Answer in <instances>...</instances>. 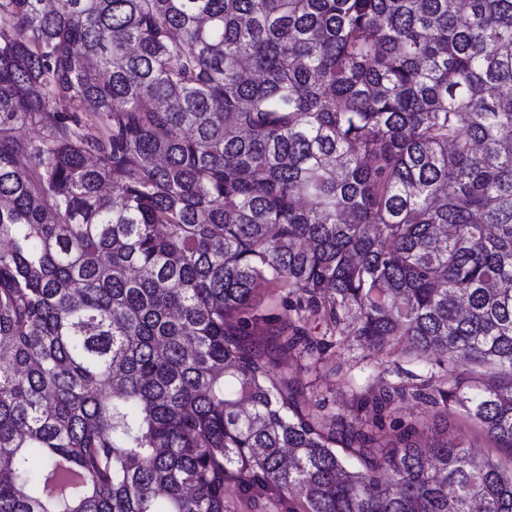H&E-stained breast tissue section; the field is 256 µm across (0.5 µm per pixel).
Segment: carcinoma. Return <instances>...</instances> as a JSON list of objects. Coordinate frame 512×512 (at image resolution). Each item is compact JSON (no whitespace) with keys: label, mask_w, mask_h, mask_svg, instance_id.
<instances>
[{"label":"carcinoma","mask_w":512,"mask_h":512,"mask_svg":"<svg viewBox=\"0 0 512 512\" xmlns=\"http://www.w3.org/2000/svg\"><path fill=\"white\" fill-rule=\"evenodd\" d=\"M354 341L437 356L360 409L453 404L495 454L279 369ZM231 482L512 512V0H0V512H229ZM261 293V296L257 298L260 311L279 315L282 318L295 317V312L288 310L291 300L288 297V289L263 288Z\"/></svg>","instance_id":"cac0c4a2"}]
</instances>
